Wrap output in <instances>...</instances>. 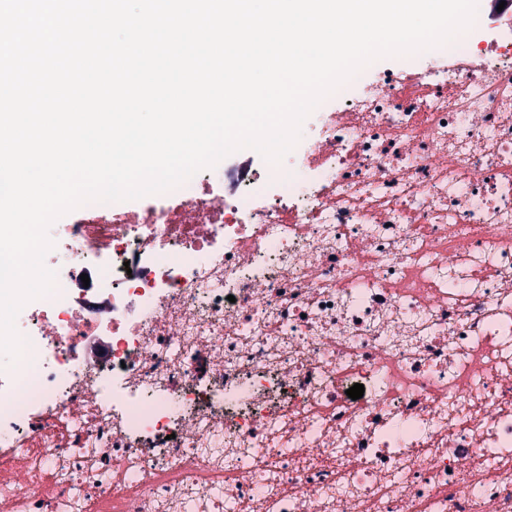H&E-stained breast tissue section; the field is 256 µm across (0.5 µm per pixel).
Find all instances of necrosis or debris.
<instances>
[{
  "label": "necrosis or debris",
  "mask_w": 512,
  "mask_h": 512,
  "mask_svg": "<svg viewBox=\"0 0 512 512\" xmlns=\"http://www.w3.org/2000/svg\"><path fill=\"white\" fill-rule=\"evenodd\" d=\"M427 55L343 83L291 169L60 217L0 512H512V32Z\"/></svg>",
  "instance_id": "4bbe7bcc"
}]
</instances>
